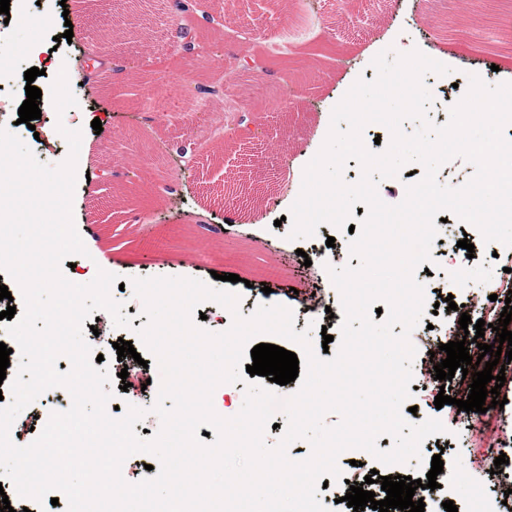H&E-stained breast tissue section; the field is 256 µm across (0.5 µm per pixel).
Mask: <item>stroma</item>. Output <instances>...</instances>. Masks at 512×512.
<instances>
[{"mask_svg":"<svg viewBox=\"0 0 512 512\" xmlns=\"http://www.w3.org/2000/svg\"><path fill=\"white\" fill-rule=\"evenodd\" d=\"M26 17L48 14L50 24L33 32L26 17L0 21V54L11 64L0 71V127L16 134L35 157L49 166L59 165L69 154L59 127L82 130L85 170L90 180L74 196L76 230L92 241L89 254L70 256V263L90 267L106 260L113 274L129 279L184 277L220 287L217 272L239 275L232 286L239 295L243 315L259 306L281 304L292 310L295 331L310 330L314 343H327L336 354L339 325L343 320L341 295L332 284L328 267L358 266L349 249L348 229L318 227L311 238L288 240L291 223L284 206L288 191L301 185L295 167L298 159L317 151L325 142L336 102L360 79L376 76L374 58L383 50L402 54L392 35L406 21H415L408 40L421 53L446 52L449 74L427 89L433 100L459 102L467 93L471 76L486 84L512 83V31L504 22L512 11L501 10L490 21L473 8L471 0H313L309 21H302L295 0H202L191 31L194 49L175 54L173 43L182 36L159 13L168 0H152L156 13L131 27L130 0H28ZM79 40L68 44L65 29ZM288 41L292 59L265 62L262 70H238L241 56H263L269 40ZM39 42L42 50L58 47L77 57L95 44L111 59L112 103L104 105L96 89L77 92L60 83L53 73L38 76L39 89L56 88L64 96L78 95L83 110H95L103 120L101 130L83 129L80 116L42 111L33 125L20 123L18 110L26 98L24 73L28 58L15 57L17 46ZM158 74L183 70L200 80L223 84V99L198 102L196 110L175 116L172 122H149L158 98L144 94L138 80L140 68ZM296 76L291 99L282 97V74ZM261 125L262 134L240 149L223 150L222 137L239 122ZM187 146L199 164L196 172L177 166L161 168L162 159L179 146ZM115 167L117 176L103 184L96 178L100 167ZM430 270H417L416 279L427 285L428 306L410 334L417 350L408 406L415 412L409 422L440 420L444 433L421 445V460L440 455L444 469L441 490L428 500V512H445L454 501L458 512H512L503 505L498 488L503 477L494 473V460L505 455L512 461V361L505 365L506 381L500 394L504 408L486 413L458 411L456 400L469 391L461 376L439 384L431 378L429 353L438 344L459 340L453 332L458 305L468 303L476 287L489 286L497 299L491 310L502 312L512 288L504 281L512 268V248L484 243L478 229L454 214L439 223ZM334 246H327V238ZM474 246L465 259L459 240ZM452 296L453 305L441 299ZM147 371L112 377V405H135L145 416L136 433H156L161 425L152 407L161 377L155 360ZM454 402L435 407L438 393ZM61 394L43 392L16 418L24 443L33 442L51 413L60 411Z\"/></svg>","mask_w":512,"mask_h":512,"instance_id":"stroma-1","label":"stroma"}]
</instances>
